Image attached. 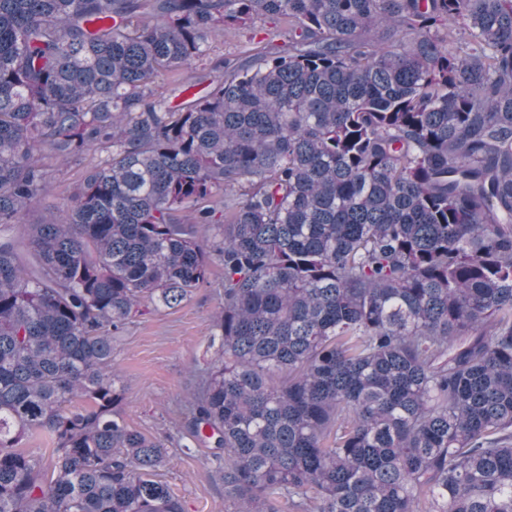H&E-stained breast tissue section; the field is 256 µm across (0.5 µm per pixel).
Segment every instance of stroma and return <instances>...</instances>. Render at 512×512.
Segmentation results:
<instances>
[{"label": "stroma", "mask_w": 512, "mask_h": 512, "mask_svg": "<svg viewBox=\"0 0 512 512\" xmlns=\"http://www.w3.org/2000/svg\"><path fill=\"white\" fill-rule=\"evenodd\" d=\"M284 27L256 21L251 30L226 26L209 39L207 65L167 73L158 93L178 95L187 83L207 85L219 76L216 62L230 58L250 66L264 47L282 44ZM94 155L60 162L47 160L49 192L30 207L25 223L62 221L84 168ZM224 269L212 261L207 283L195 289L180 306L142 307L124 334L112 344V363L125 390L121 411L128 424L148 436L162 438L170 463L161 478L182 502L184 512H235L224 499V482L216 473L209 449L192 445L182 418L205 387L207 368L216 356L210 338L212 318L224 295Z\"/></svg>", "instance_id": "35a3bbf8"}]
</instances>
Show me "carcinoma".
<instances>
[{
  "mask_svg": "<svg viewBox=\"0 0 512 512\" xmlns=\"http://www.w3.org/2000/svg\"><path fill=\"white\" fill-rule=\"evenodd\" d=\"M256 19L259 66L157 95ZM211 255L184 428L237 512H512V0H0V512H183L112 342ZM96 160L93 154L82 155L78 160L69 159L61 163L56 159H47L49 174V193L30 206V212L24 217V224L32 222H60L64 217L71 195L80 183L84 168ZM22 449L34 452L38 457H42L43 463L47 466L54 445L49 436L44 432H35L23 441Z\"/></svg>",
  "mask_w": 512,
  "mask_h": 512,
  "instance_id": "obj_1",
  "label": "carcinoma"
}]
</instances>
